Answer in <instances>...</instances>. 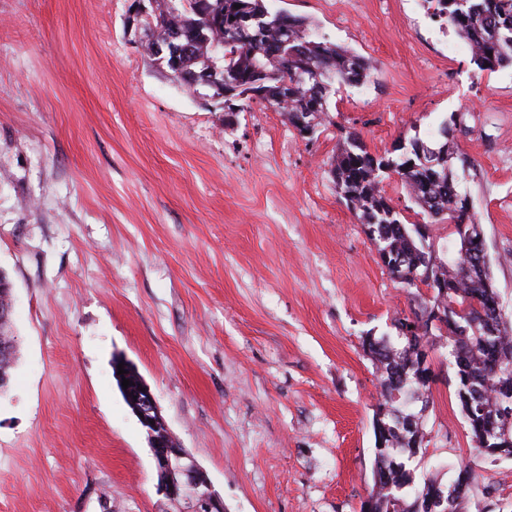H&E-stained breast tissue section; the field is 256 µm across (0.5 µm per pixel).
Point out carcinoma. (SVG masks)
Listing matches in <instances>:
<instances>
[{
    "mask_svg": "<svg viewBox=\"0 0 512 512\" xmlns=\"http://www.w3.org/2000/svg\"><path fill=\"white\" fill-rule=\"evenodd\" d=\"M159 20L156 36L165 38L183 25L185 13L168 12L166 0H157ZM224 11V94L244 112L256 93L274 99L271 107L294 124L296 113L305 112L316 128L328 118V99L335 85L364 84L373 66L354 51L320 40L312 33L310 19L286 12H269L265 0H208ZM434 15L452 28L471 47L472 59L481 71L493 72L512 66V0H432ZM399 154L371 153L360 135L341 136L331 173L336 192L357 220L367 226L371 240L391 255L402 254L406 265L383 266L406 288L410 268L431 269L433 282L426 284L432 297H419L411 315L394 319L398 325L414 317L422 320L436 308L448 311L455 303L463 315L454 313L441 324L412 337L395 334L368 339L365 350L380 371L383 414L381 428L374 429L380 446L375 448L374 484L366 512H420L419 503L438 493L436 480L415 483L414 463L424 439H416L423 424L409 432L396 430L397 420L412 412L420 397L429 395L430 368L421 365V353L434 341L443 340L456 366L455 395L478 448L492 445L493 433H512V320L495 315L497 288L489 267L480 261L478 246L466 252L456 247L454 237L432 248L421 225H408L385 196L381 182L390 172L421 208L429 224L453 221L476 223L466 207L467 194L448 168V143H428L412 138L397 147ZM466 481L450 490L451 512H466L465 502L478 488L479 475L467 464Z\"/></svg>",
    "mask_w": 512,
    "mask_h": 512,
    "instance_id": "cac0c4a2",
    "label": "carcinoma"
}]
</instances>
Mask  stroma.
<instances>
[{"label": "stroma", "instance_id": "obj_1", "mask_svg": "<svg viewBox=\"0 0 512 512\" xmlns=\"http://www.w3.org/2000/svg\"><path fill=\"white\" fill-rule=\"evenodd\" d=\"M369 58L304 139L264 104L224 119L131 26L134 0H0V269L17 362L0 393V512H173L115 363L149 387L226 512H360L380 373L411 289L336 192L342 132L381 153L458 118L449 161L512 317V67L483 72L422 0H266ZM477 174L461 177V158ZM417 476L512 512V458L480 456L445 349Z\"/></svg>", "mask_w": 512, "mask_h": 512}]
</instances>
